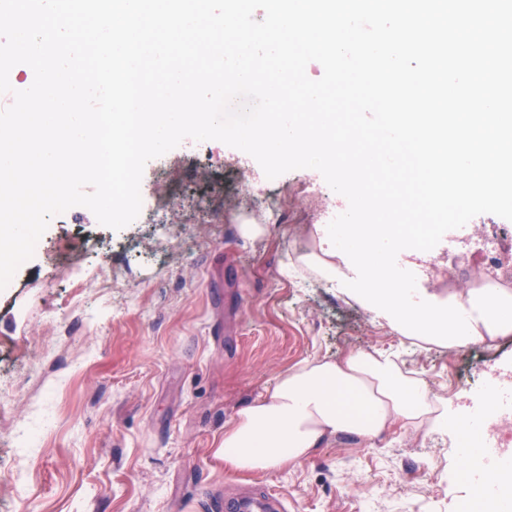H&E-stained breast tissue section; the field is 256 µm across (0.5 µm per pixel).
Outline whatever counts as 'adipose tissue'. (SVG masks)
I'll return each instance as SVG.
<instances>
[{"label":"adipose tissue","mask_w":512,"mask_h":512,"mask_svg":"<svg viewBox=\"0 0 512 512\" xmlns=\"http://www.w3.org/2000/svg\"><path fill=\"white\" fill-rule=\"evenodd\" d=\"M353 241L345 249L320 239L304 256L312 270L335 279L354 299L402 335L422 346L466 347L512 335V290L466 288L448 298L404 288L395 259L376 256L369 243L389 238L391 225L368 211L348 215ZM451 402L428 390L388 352L352 351L281 371L272 386L224 427L228 469L281 470L308 458L325 440L350 434L370 441L395 428L447 433L458 421Z\"/></svg>","instance_id":"adipose-tissue-1"}]
</instances>
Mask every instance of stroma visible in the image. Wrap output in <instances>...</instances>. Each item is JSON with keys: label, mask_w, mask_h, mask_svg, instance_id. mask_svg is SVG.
Segmentation results:
<instances>
[{"label": "stroma", "mask_w": 512, "mask_h": 512, "mask_svg": "<svg viewBox=\"0 0 512 512\" xmlns=\"http://www.w3.org/2000/svg\"><path fill=\"white\" fill-rule=\"evenodd\" d=\"M140 192L120 230L83 208L52 217L0 290V512H227L245 493L280 512H466L455 436L340 434L264 473L225 468L224 427L282 370L352 349L398 353L461 412L490 366L512 368V337L422 348L333 285L283 277L342 203L316 170L270 180L241 150L184 142L146 163ZM268 193L280 222L244 236Z\"/></svg>", "instance_id": "1"}]
</instances>
